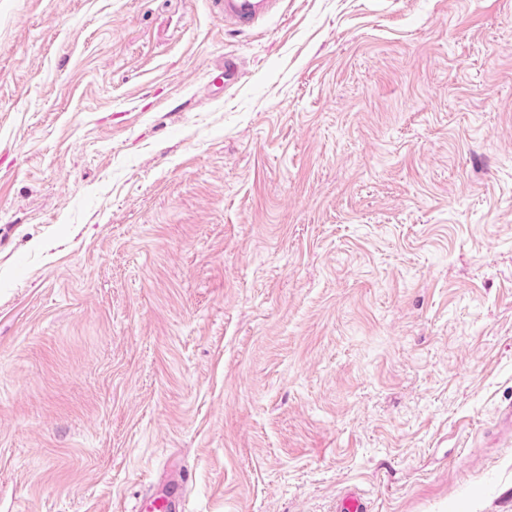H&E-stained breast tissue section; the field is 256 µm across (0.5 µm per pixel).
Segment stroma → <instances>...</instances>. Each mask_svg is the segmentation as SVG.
Returning a JSON list of instances; mask_svg holds the SVG:
<instances>
[{
    "label": "stroma",
    "instance_id": "1",
    "mask_svg": "<svg viewBox=\"0 0 512 512\" xmlns=\"http://www.w3.org/2000/svg\"><path fill=\"white\" fill-rule=\"evenodd\" d=\"M511 404L512 0H0V512H512ZM280 0H211L224 24L251 28L273 15ZM154 508L149 512H180L183 508V488L177 479L170 482L168 488H162L154 493L152 498Z\"/></svg>",
    "mask_w": 512,
    "mask_h": 512
}]
</instances>
